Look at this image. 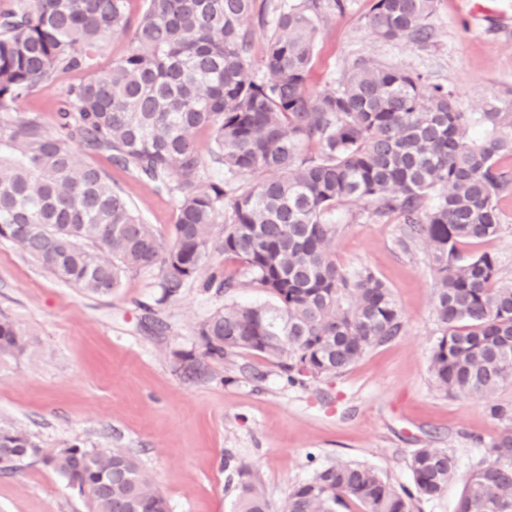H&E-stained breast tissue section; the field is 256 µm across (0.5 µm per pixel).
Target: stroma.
I'll use <instances>...</instances> for the list:
<instances>
[{
	"label": "stroma",
	"instance_id": "35a3bbf8",
	"mask_svg": "<svg viewBox=\"0 0 512 512\" xmlns=\"http://www.w3.org/2000/svg\"><path fill=\"white\" fill-rule=\"evenodd\" d=\"M314 13L317 47L309 87L341 81L354 60L398 64L451 82L459 109L482 111L495 92L512 87V22L475 15L466 0H436L428 20L433 39L421 48L370 35L371 0H342ZM83 72L60 75L17 106L54 125L56 109ZM162 238L175 221L174 196L85 150ZM498 209L502 233L462 245L465 256L490 253L500 278L512 283V194ZM398 227L368 219L363 207L343 210L336 260L366 268L391 289L405 332L366 354L344 375L307 386L287 385L264 357L212 362L186 377L179 353L199 352L198 323L223 298L192 284L157 307L158 273H128L121 288L91 297L50 277L18 246L0 238V318L31 338L22 357L0 362V426L23 431L54 452L128 448L167 497L170 512H234L236 475L245 464L266 498L280 503L316 468L339 460L376 471L393 486L413 483L410 459L419 448H445L457 466L446 490L422 501L421 512H456L472 469L489 459L503 429L493 404L512 405V385L487 397L451 396L432 386L437 326L434 285L422 244L401 249ZM0 512H88L85 498L56 473L32 466L0 476Z\"/></svg>",
	"mask_w": 512,
	"mask_h": 512
}]
</instances>
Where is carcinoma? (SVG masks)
Here are the masks:
<instances>
[{
    "instance_id": "obj_1",
    "label": "carcinoma",
    "mask_w": 512,
    "mask_h": 512,
    "mask_svg": "<svg viewBox=\"0 0 512 512\" xmlns=\"http://www.w3.org/2000/svg\"><path fill=\"white\" fill-rule=\"evenodd\" d=\"M6 0L0 7V238L16 244L56 281L110 296L129 272L158 270L162 305L191 282L224 305L199 324L204 360L243 354L275 362L294 384L343 375L369 351L404 332L388 286L367 269L336 263V214L365 203L401 226L400 244L428 247L438 337L434 387L484 397L512 384V284L495 256L463 258L459 246L497 236L498 197L512 191V88L480 112H461L454 90L422 73L364 61L321 93L309 90L317 0H278L255 75L248 25L257 0ZM434 0H373L367 25L381 41L424 48ZM132 33L135 49L94 71L104 39ZM74 70L47 126L17 105ZM210 135L223 178L206 182L196 141ZM109 154L158 193L177 199L170 243L146 223L107 174L75 143ZM216 252L247 280L205 274ZM270 297L245 304L243 287ZM29 336L0 319V361L27 353ZM490 460L467 479L457 512H512V407ZM41 465L87 496L91 512H169L163 493L126 448L77 445L47 453L26 434L0 427V473ZM442 448L411 457L412 488L400 490L365 466L338 461L294 486L274 507L251 471L234 468L235 512H413L455 473Z\"/></svg>"
}]
</instances>
